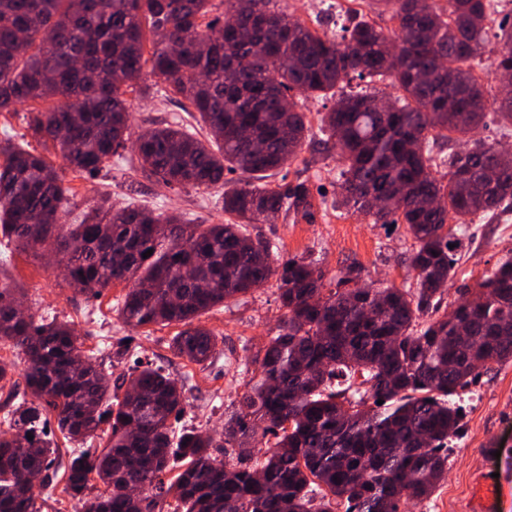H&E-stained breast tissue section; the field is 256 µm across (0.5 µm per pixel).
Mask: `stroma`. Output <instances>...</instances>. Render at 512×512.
Segmentation results:
<instances>
[{
	"label": "stroma",
	"instance_id": "1",
	"mask_svg": "<svg viewBox=\"0 0 512 512\" xmlns=\"http://www.w3.org/2000/svg\"><path fill=\"white\" fill-rule=\"evenodd\" d=\"M288 8L310 25L319 17L329 25L342 15L364 18L386 29L393 26L388 16L377 15L369 0H335L325 10L319 8L318 0H288ZM143 82L149 96L132 101L133 132L178 119L198 138H207V128L187 112L185 101L165 97L166 85L161 79L147 71ZM331 106L328 100L307 101L310 129L303 150L295 162L269 179L274 186L305 184L312 203L310 215L283 212L275 220L249 225L248 230L277 244L281 257L317 260L326 273V287H335L341 270L352 264L361 268L366 280L413 287L410 259L414 241L406 226L376 224L336 206L342 162L335 150L324 148L318 130L322 113ZM64 177L73 216H80L106 193L117 206L173 212L201 224L224 223V191L245 180L241 172L228 170L223 185L208 190L166 186L143 173L136 154L129 149L112 157L103 175L83 178L65 170ZM448 232L460 246L455 275L441 304L445 311L452 310L500 261L512 257V210L505 208L469 224L449 225ZM62 268L61 256H37L13 242L0 246V279L24 290L26 308L36 316H54L72 324L86 354L111 361L113 380H122L139 359L162 366L187 388L189 404L182 424L220 433L225 408L245 390L244 365L262 353L277 331L282 309L276 283L262 285L230 306L202 314L198 322L216 334L218 352L210 362L195 364L176 356L170 348L180 325H148L137 330L123 325L115 305L127 291L125 284H113L97 296L77 293L63 283ZM0 364L12 370L10 381L0 389L1 416L12 413L26 387L17 349L1 346ZM455 401L462 408V419L450 442L448 470L429 498L409 502L410 512H470L477 477L492 473L503 488L497 512H512V361L482 370ZM53 440L57 445L56 476L49 486L35 485L34 491L41 512H73L62 472L79 445L58 432Z\"/></svg>",
	"mask_w": 512,
	"mask_h": 512
}]
</instances>
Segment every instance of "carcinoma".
I'll return each instance as SVG.
<instances>
[{
    "mask_svg": "<svg viewBox=\"0 0 512 512\" xmlns=\"http://www.w3.org/2000/svg\"><path fill=\"white\" fill-rule=\"evenodd\" d=\"M276 2L0 0V115L26 108L32 139L0 141V236L63 255V281L76 292L128 284L116 303L122 323L187 325L173 350L192 363L218 353L217 336L193 325L203 313L272 280L283 310L216 438L173 425L187 397L162 367L141 363L112 385L70 324L35 318L21 289L0 281V345L26 364L27 398L9 424L33 435L0 430V512H41L32 477L50 482L48 413L71 441L103 424L111 431L104 448L65 467L79 512H336L343 502L346 512H400L429 498L448 467L460 422L449 396L512 360V257L438 315L455 274L447 225L512 207L511 153L475 140L433 156L439 142L478 128L490 106L512 126V100H488L471 66L492 0H373L390 30L366 20L317 30ZM215 10L222 16L210 17ZM495 37L493 73L512 71V13ZM148 43L152 73L210 138L181 125L131 138L126 94L139 87ZM353 77H389L401 94L381 111L376 93L336 92ZM311 97L335 100L320 130L344 162L342 204L407 226L415 290L377 288L350 267L325 294L316 261H284L247 232L310 206L303 185L265 179L301 152ZM129 143L141 169L168 185L208 189L226 169L248 175L224 190L228 219L194 224L104 201L69 223V188L46 152L93 177ZM439 165L445 182L433 175ZM93 479L104 490L88 499Z\"/></svg>",
    "mask_w": 512,
    "mask_h": 512,
    "instance_id": "1",
    "label": "carcinoma"
}]
</instances>
